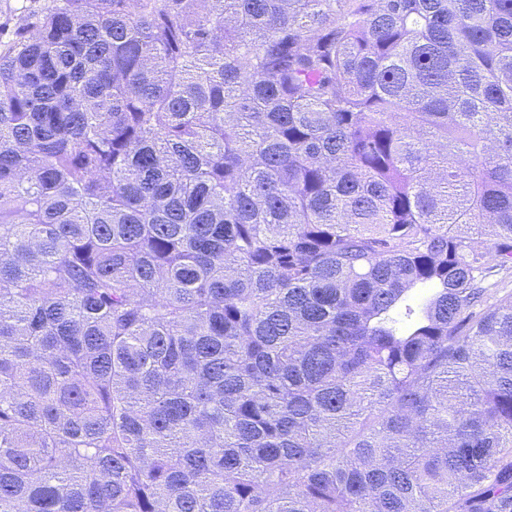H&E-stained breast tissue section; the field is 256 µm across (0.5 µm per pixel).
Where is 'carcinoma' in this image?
I'll return each instance as SVG.
<instances>
[{
	"label": "carcinoma",
	"instance_id": "obj_1",
	"mask_svg": "<svg viewBox=\"0 0 512 512\" xmlns=\"http://www.w3.org/2000/svg\"><path fill=\"white\" fill-rule=\"evenodd\" d=\"M512 0H47L0 48V512H512Z\"/></svg>",
	"mask_w": 512,
	"mask_h": 512
}]
</instances>
